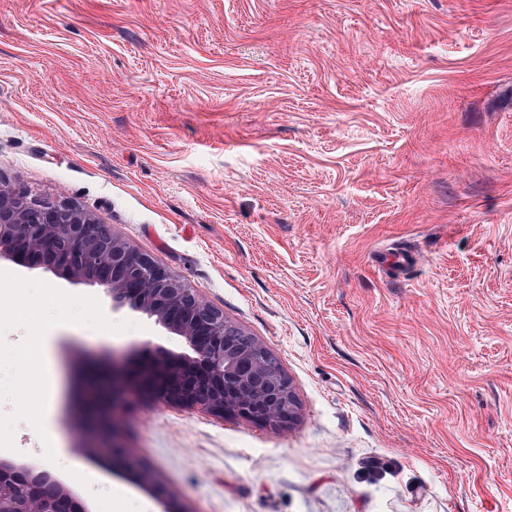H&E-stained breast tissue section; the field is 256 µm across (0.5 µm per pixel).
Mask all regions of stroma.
Listing matches in <instances>:
<instances>
[{
  "instance_id": "1",
  "label": "stroma",
  "mask_w": 512,
  "mask_h": 512,
  "mask_svg": "<svg viewBox=\"0 0 512 512\" xmlns=\"http://www.w3.org/2000/svg\"><path fill=\"white\" fill-rule=\"evenodd\" d=\"M0 180L74 203L261 341L292 424L133 397L182 512H512V0H0ZM0 457L162 512L89 452L92 363L179 337L0 260ZM58 375L32 419L30 336Z\"/></svg>"
}]
</instances>
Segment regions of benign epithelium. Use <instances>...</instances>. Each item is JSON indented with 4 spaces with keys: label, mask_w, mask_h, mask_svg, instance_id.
Masks as SVG:
<instances>
[{
    "label": "benign epithelium",
    "mask_w": 512,
    "mask_h": 512,
    "mask_svg": "<svg viewBox=\"0 0 512 512\" xmlns=\"http://www.w3.org/2000/svg\"><path fill=\"white\" fill-rule=\"evenodd\" d=\"M0 257L94 284L112 305H127L185 341L187 353L158 348L142 362L114 356L106 369L91 366L81 396L90 447L108 451L152 487L156 481L119 438L130 393L259 426L295 418L291 383L261 342L242 341L194 289L77 205L0 181ZM0 512L89 510L47 473L0 458Z\"/></svg>",
    "instance_id": "1"
}]
</instances>
